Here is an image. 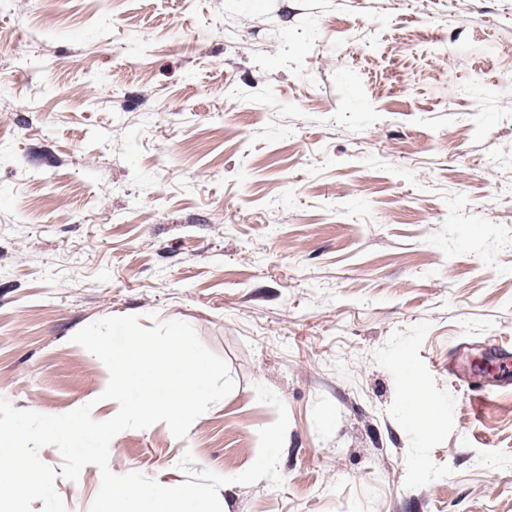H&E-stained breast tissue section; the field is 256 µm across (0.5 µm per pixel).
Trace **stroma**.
I'll use <instances>...</instances> for the list:
<instances>
[{
	"mask_svg": "<svg viewBox=\"0 0 512 512\" xmlns=\"http://www.w3.org/2000/svg\"><path fill=\"white\" fill-rule=\"evenodd\" d=\"M123 315L188 323L236 386L184 438L119 432L114 474L178 485L189 452L222 512H512V0H8L0 399L109 420L72 337ZM413 378L447 406L425 438ZM260 385L278 487L232 481ZM100 485L55 481L66 512Z\"/></svg>",
	"mask_w": 512,
	"mask_h": 512,
	"instance_id": "1",
	"label": "stroma"
}]
</instances>
